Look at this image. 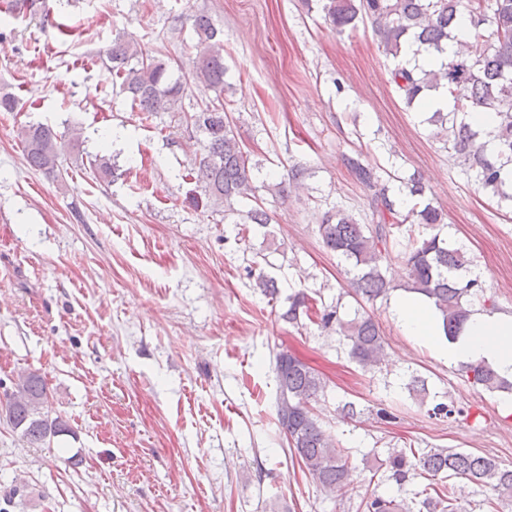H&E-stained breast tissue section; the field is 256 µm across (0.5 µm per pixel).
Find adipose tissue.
Returning a JSON list of instances; mask_svg holds the SVG:
<instances>
[{"instance_id":"ef3b65f1","label":"adipose tissue","mask_w":512,"mask_h":512,"mask_svg":"<svg viewBox=\"0 0 512 512\" xmlns=\"http://www.w3.org/2000/svg\"><path fill=\"white\" fill-rule=\"evenodd\" d=\"M394 312L409 335L429 337L441 333L439 317L423 299L397 297ZM444 355L452 364L483 362L512 377V315L474 313L456 340L447 342Z\"/></svg>"}]
</instances>
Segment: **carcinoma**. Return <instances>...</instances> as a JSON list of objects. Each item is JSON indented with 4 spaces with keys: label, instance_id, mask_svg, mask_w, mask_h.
Instances as JSON below:
<instances>
[{
    "label": "carcinoma",
    "instance_id": "cac0c4a2",
    "mask_svg": "<svg viewBox=\"0 0 512 512\" xmlns=\"http://www.w3.org/2000/svg\"><path fill=\"white\" fill-rule=\"evenodd\" d=\"M325 17L335 26L347 27L356 20L370 24L379 48L397 59L401 46L413 39L429 56H441L440 66L429 71L407 68L398 63L391 71V82L407 105L421 104L425 92L444 87L453 101L448 112L436 111L429 118L445 141L448 154L475 172L478 185L487 193L512 201V178L505 175L512 166V0H318ZM469 20L470 36L482 45V53L471 58L463 53L447 55L448 40L457 29L461 16ZM197 37L194 48L200 50L192 79L210 86L215 96L190 109L183 106L189 97L190 83L172 78V61L138 50L123 37L112 39L107 49L112 79L126 93L132 105L152 120L160 112L177 114L181 125L198 135L201 147L196 179L201 194L192 198L195 207L221 206L224 217H236L235 223L266 228L271 214L255 199L250 155L241 147L226 113L224 101V40L210 16L204 12L193 18ZM470 112H490L495 118L493 146L488 133L466 121ZM19 135L30 166L54 177L61 174V158L76 146L78 137L66 140L43 124L26 125ZM357 181L370 192V219L336 209L325 213L318 233L323 247L349 263L354 295L365 302L387 300L397 290L379 263V255L389 251L392 237L407 224L422 228L408 236L406 248L397 258L407 269L406 291L418 293L433 303L441 316L445 338L455 339L470 315L472 300L484 298L480 279L471 277L469 260L461 248L448 238L442 211L431 204L403 211L390 195L387 185L358 157L347 158ZM401 191L415 197L425 194L419 174L399 177ZM256 287L274 299L279 293L274 277L261 272ZM283 321L304 327L301 318L322 332L334 333L347 347L349 358L364 370L378 366L384 357L385 339L379 325L367 314H355L346 320L338 307H318L317 300L301 289L288 296V308L280 314ZM471 380L487 391L512 390L505 380L485 363L466 365ZM277 379L276 420L283 432L292 462L311 482L329 493H345L352 483L348 456L335 447L322 429L313 402L324 393L320 375L298 357L281 351L275 357ZM48 399L40 375L30 373L15 383L7 397L5 412L12 427L31 444L70 432L65 420L43 412ZM369 471L384 470L398 486L423 477L430 480L421 501L423 512H458L453 486L445 478H464L485 486L493 498L485 501L491 512L496 501L512 502V467L495 458L452 448H432L417 452L411 448H391L385 457L373 454ZM359 508L363 512H414L406 499L384 496L375 491L365 496Z\"/></svg>",
    "mask_w": 512,
    "mask_h": 512
}]
</instances>
